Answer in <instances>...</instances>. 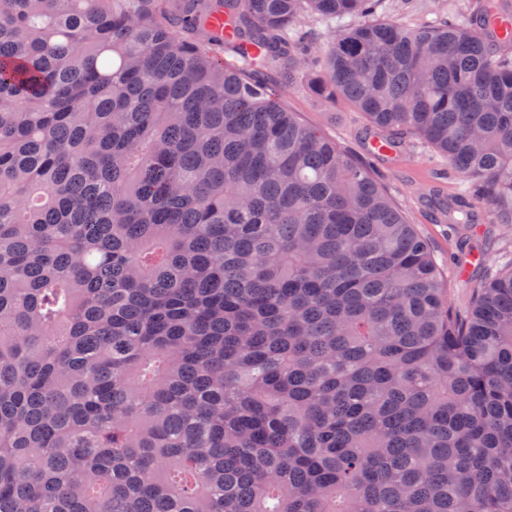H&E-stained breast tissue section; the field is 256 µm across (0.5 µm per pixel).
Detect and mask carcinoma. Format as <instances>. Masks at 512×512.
<instances>
[{"mask_svg": "<svg viewBox=\"0 0 512 512\" xmlns=\"http://www.w3.org/2000/svg\"><path fill=\"white\" fill-rule=\"evenodd\" d=\"M378 2L0 0V512H512V267L458 314L369 166L260 79L426 140L504 223L505 0ZM310 14L362 18L316 73ZM474 3L472 0H382L377 16L409 27L435 25L444 20L460 22Z\"/></svg>", "mask_w": 512, "mask_h": 512, "instance_id": "1", "label": "carcinoma"}]
</instances>
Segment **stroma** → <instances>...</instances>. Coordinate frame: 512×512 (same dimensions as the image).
<instances>
[{
	"mask_svg": "<svg viewBox=\"0 0 512 512\" xmlns=\"http://www.w3.org/2000/svg\"><path fill=\"white\" fill-rule=\"evenodd\" d=\"M472 8V0H380L377 15L419 27L462 21ZM269 89L301 122L334 140L353 157L369 159L366 143L372 128L353 104L343 99L331 104L305 88H291L278 80L270 81ZM370 161L383 191L429 240L436 263L448 280L449 300L456 308L465 309L467 280L478 271L469 264V256L483 254L486 264L494 269L511 263L512 224H484L473 229L449 223L447 213L437 209L433 198L457 195L465 187L452 178L439 180L438 173L447 168L448 160L422 139L405 138L395 158Z\"/></svg>",
	"mask_w": 512,
	"mask_h": 512,
	"instance_id": "obj_1",
	"label": "stroma"
}]
</instances>
